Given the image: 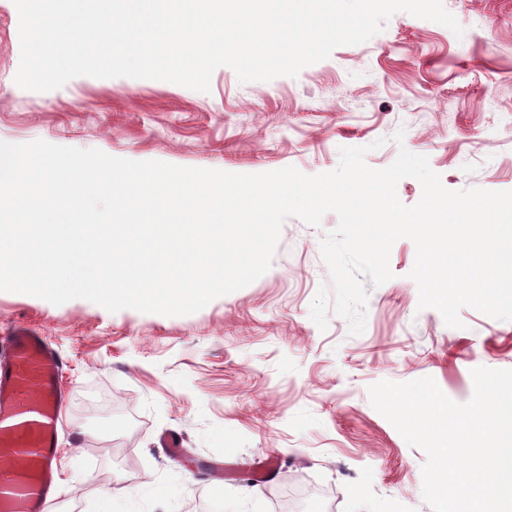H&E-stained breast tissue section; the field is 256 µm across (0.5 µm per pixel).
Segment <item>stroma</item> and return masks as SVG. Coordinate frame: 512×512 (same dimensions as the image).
Returning a JSON list of instances; mask_svg holds the SVG:
<instances>
[{"label":"stroma","mask_w":512,"mask_h":512,"mask_svg":"<svg viewBox=\"0 0 512 512\" xmlns=\"http://www.w3.org/2000/svg\"><path fill=\"white\" fill-rule=\"evenodd\" d=\"M463 29L405 12L365 43L336 48L298 76L239 82L217 68L201 93L168 81L80 76L49 92L19 87V15L0 0V142L37 139L135 161L232 173L338 167L344 147L390 166L427 156L450 190H512V0H443ZM402 141H394L396 131ZM338 224L287 219L268 272L185 316L55 306L0 291V339L26 324L65 362L54 512H431L425 453L371 405L383 381L433 377L458 403L472 369L512 370V321L465 307L462 327L419 309L407 238L393 277L370 288L364 332L310 318L330 286L320 241ZM275 470L255 484V461ZM128 488L100 499L95 477Z\"/></svg>","instance_id":"obj_1"}]
</instances>
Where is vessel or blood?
<instances>
[{"label":"vessel or blood","instance_id":"1","mask_svg":"<svg viewBox=\"0 0 512 512\" xmlns=\"http://www.w3.org/2000/svg\"><path fill=\"white\" fill-rule=\"evenodd\" d=\"M0 353V512H51L63 361L34 328L14 325Z\"/></svg>","mask_w":512,"mask_h":512}]
</instances>
